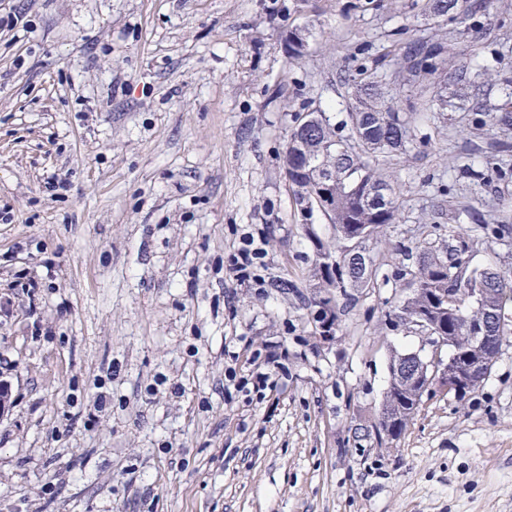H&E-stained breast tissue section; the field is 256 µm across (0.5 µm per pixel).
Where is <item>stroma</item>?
<instances>
[{
  "mask_svg": "<svg viewBox=\"0 0 512 512\" xmlns=\"http://www.w3.org/2000/svg\"><path fill=\"white\" fill-rule=\"evenodd\" d=\"M412 2L0 0L29 23L0 26V512H512V342L477 394L375 430L392 357L432 356L386 322L410 294L400 248L425 211L512 228V150L487 183L448 173L512 127L472 109L417 125L401 219L366 244L377 278L329 336L310 302L336 232L303 224L282 170L296 113L345 117L362 41L440 35ZM296 26L310 49L292 62ZM484 29L449 58L478 45L512 71V0ZM247 233L268 254L244 283L228 259ZM272 345L288 356L268 389L228 381Z\"/></svg>",
  "mask_w": 512,
  "mask_h": 512,
  "instance_id": "stroma-1",
  "label": "stroma"
}]
</instances>
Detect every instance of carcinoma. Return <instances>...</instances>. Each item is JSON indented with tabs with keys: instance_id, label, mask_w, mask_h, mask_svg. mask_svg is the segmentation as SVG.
I'll return each mask as SVG.
<instances>
[{
	"instance_id": "1",
	"label": "carcinoma",
	"mask_w": 512,
	"mask_h": 512,
	"mask_svg": "<svg viewBox=\"0 0 512 512\" xmlns=\"http://www.w3.org/2000/svg\"><path fill=\"white\" fill-rule=\"evenodd\" d=\"M497 0H416L422 14L431 20L450 19L465 25L475 34L483 25L481 18L489 16ZM288 45H297L288 53L291 60L305 55L308 33L299 28L287 31ZM354 65L345 71L343 84L353 100L348 120L337 122L334 117L310 113L305 126L292 127L288 141L299 137L302 155L297 170L288 163V183L296 204L304 212L314 213V200L307 185L321 177H336V202L327 223L336 230V248L319 243L315 264L316 276L333 294L331 305L314 300L315 322L339 324V299H351L349 289L367 288L375 279L377 267L368 254L366 244L358 245L363 257L359 267L349 260L345 251L350 243L342 232L352 226L369 224L371 237H378L384 226L400 219L397 181L394 166L397 157L413 147L416 122L426 114L448 109L450 100L438 92V85L452 83L467 90L481 75L486 85L498 88L507 98L512 97V72L495 70L485 63L477 75L465 65L448 66L445 38H427L407 30L396 31L390 44L382 50L353 59ZM493 162H470L457 166L460 177L472 183L489 181ZM504 224H477L467 230L448 229L454 243L422 241L415 248L403 247L405 262L397 268L396 278L412 288L411 295L396 310L386 315L389 324L397 326L402 317H415L429 309L432 297L462 295L465 288H483V304L471 310L465 304L457 310L434 313L439 329L448 336L450 353L460 365H468L470 353L482 354L493 360L509 341L512 330L500 326L495 314L512 304V275L496 268L472 267L475 241L499 237ZM480 336V345L471 340ZM404 361L395 357L389 367V385L375 425L379 433L398 437L407 428L422 402L424 383L398 378L395 366Z\"/></svg>"
}]
</instances>
